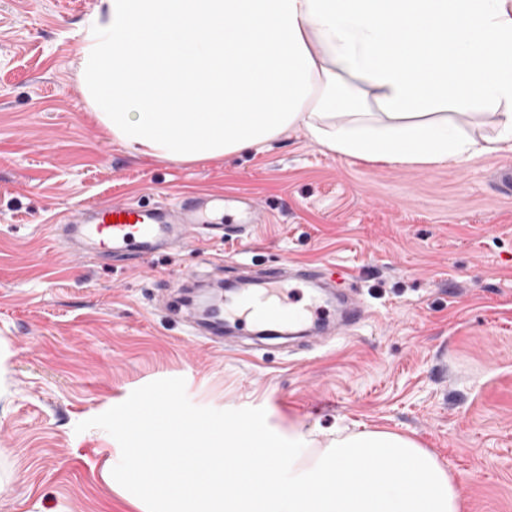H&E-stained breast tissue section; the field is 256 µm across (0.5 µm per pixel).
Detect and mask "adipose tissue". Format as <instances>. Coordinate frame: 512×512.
Here are the masks:
<instances>
[{"label":"adipose tissue","mask_w":512,"mask_h":512,"mask_svg":"<svg viewBox=\"0 0 512 512\" xmlns=\"http://www.w3.org/2000/svg\"><path fill=\"white\" fill-rule=\"evenodd\" d=\"M77 87L113 139L179 163L304 127L328 151L439 165L512 149V0H100ZM480 110L495 134L462 131ZM235 447L143 449L123 482L165 512H462L410 436L224 428Z\"/></svg>","instance_id":"ef3b65f1"}]
</instances>
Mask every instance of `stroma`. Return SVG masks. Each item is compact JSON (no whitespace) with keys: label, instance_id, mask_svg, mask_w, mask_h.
<instances>
[{"label":"stroma","instance_id":"obj_1","mask_svg":"<svg viewBox=\"0 0 512 512\" xmlns=\"http://www.w3.org/2000/svg\"><path fill=\"white\" fill-rule=\"evenodd\" d=\"M99 0H0V512H139L124 423L167 385L190 439L253 418L268 432L405 434L453 472L463 512H512V151L443 166L330 153L297 127L261 151L175 164L132 154L87 108L76 32ZM239 192L249 239L189 237L129 262L71 257L53 226L93 201ZM358 282L357 331L242 354L188 335V288L288 262Z\"/></svg>","mask_w":512,"mask_h":512}]
</instances>
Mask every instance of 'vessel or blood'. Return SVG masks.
I'll return each mask as SVG.
<instances>
[{"label":"vessel or blood","mask_w":512,"mask_h":512,"mask_svg":"<svg viewBox=\"0 0 512 512\" xmlns=\"http://www.w3.org/2000/svg\"><path fill=\"white\" fill-rule=\"evenodd\" d=\"M228 211L227 230L240 233L256 223L252 200L244 195L187 194L154 207L138 202H96L68 216L80 237L72 253L95 251L137 259L172 248L188 230L209 224V208ZM224 297L222 322L210 323L207 338L218 344L224 330L241 336H285L319 331L330 325L345 334L368 320L371 309L355 284L327 270L303 263L268 268L239 278Z\"/></svg>","instance_id":"obj_1"}]
</instances>
